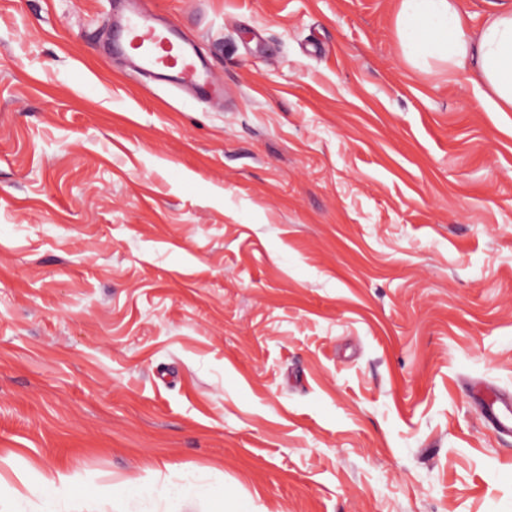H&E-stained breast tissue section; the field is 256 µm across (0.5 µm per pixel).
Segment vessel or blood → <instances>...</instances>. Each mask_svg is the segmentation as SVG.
Returning <instances> with one entry per match:
<instances>
[{"mask_svg":"<svg viewBox=\"0 0 512 512\" xmlns=\"http://www.w3.org/2000/svg\"><path fill=\"white\" fill-rule=\"evenodd\" d=\"M126 3L112 49L128 55L133 75L191 90L202 100L223 98V82L201 62L192 42L177 27H158L149 0H126ZM483 408L488 424L498 431L512 432L511 400H491Z\"/></svg>","mask_w":512,"mask_h":512,"instance_id":"1","label":"vessel or blood"}]
</instances>
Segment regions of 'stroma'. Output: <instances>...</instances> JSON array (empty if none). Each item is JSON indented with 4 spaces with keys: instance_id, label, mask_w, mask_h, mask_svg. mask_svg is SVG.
I'll use <instances>...</instances> for the list:
<instances>
[{
    "instance_id": "1",
    "label": "stroma",
    "mask_w": 512,
    "mask_h": 512,
    "mask_svg": "<svg viewBox=\"0 0 512 512\" xmlns=\"http://www.w3.org/2000/svg\"><path fill=\"white\" fill-rule=\"evenodd\" d=\"M398 4L152 0L205 103L110 0H0V512H512V112ZM124 1L128 6L114 30L112 50L130 59L133 75L189 89L201 100L224 98V83L201 62L192 42L177 27L161 26L159 33L148 0ZM478 398L483 404L486 422L500 432H512V401L497 399L487 402L480 392ZM39 479L48 491V497L54 500L63 497L73 485V478L60 470L38 472Z\"/></svg>"
}]
</instances>
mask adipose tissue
I'll use <instances>...</instances> for the list:
<instances>
[{
    "mask_svg": "<svg viewBox=\"0 0 512 512\" xmlns=\"http://www.w3.org/2000/svg\"><path fill=\"white\" fill-rule=\"evenodd\" d=\"M396 33L410 66L473 72L483 100L512 112V5L490 12L475 30L458 0H400Z\"/></svg>",
    "mask_w": 512,
    "mask_h": 512,
    "instance_id": "ef3b65f1",
    "label": "adipose tissue"
}]
</instances>
